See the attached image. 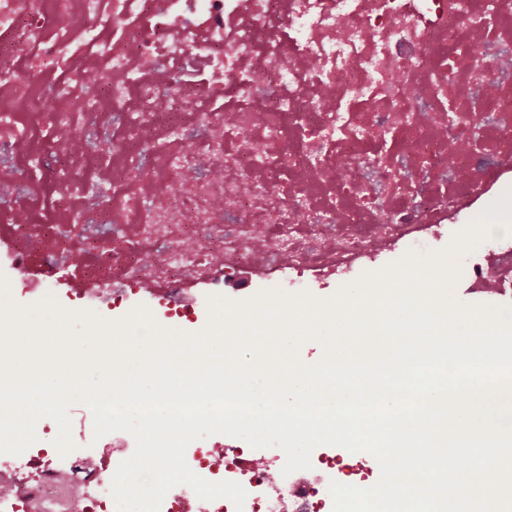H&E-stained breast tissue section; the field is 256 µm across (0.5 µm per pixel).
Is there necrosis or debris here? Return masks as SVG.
I'll return each instance as SVG.
<instances>
[{"mask_svg":"<svg viewBox=\"0 0 512 512\" xmlns=\"http://www.w3.org/2000/svg\"><path fill=\"white\" fill-rule=\"evenodd\" d=\"M512 159V0H0V275L35 264L95 311L147 299L178 317L209 291L170 282L273 268L276 287L428 250ZM82 254L87 285L64 272ZM470 292L512 305V239L462 261ZM81 452L0 454V512H115L127 432ZM214 434L160 512H328L336 459L283 475L278 451Z\"/></svg>","mask_w":512,"mask_h":512,"instance_id":"4bbe7bcc","label":"necrosis or debris"}]
</instances>
